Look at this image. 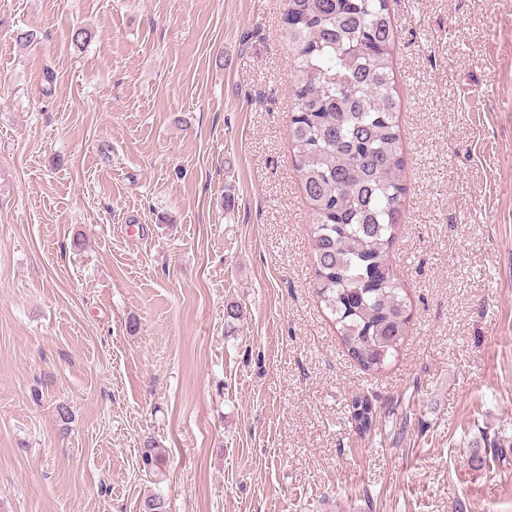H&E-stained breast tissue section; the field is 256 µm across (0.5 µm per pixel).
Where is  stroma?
<instances>
[{
    "instance_id": "stroma-1",
    "label": "stroma",
    "mask_w": 512,
    "mask_h": 512,
    "mask_svg": "<svg viewBox=\"0 0 512 512\" xmlns=\"http://www.w3.org/2000/svg\"><path fill=\"white\" fill-rule=\"evenodd\" d=\"M389 8L412 318L370 374L314 285L280 0H0V512H512V0ZM348 407L351 424L360 434H370L376 426L378 410L373 400L367 396H352Z\"/></svg>"
}]
</instances>
